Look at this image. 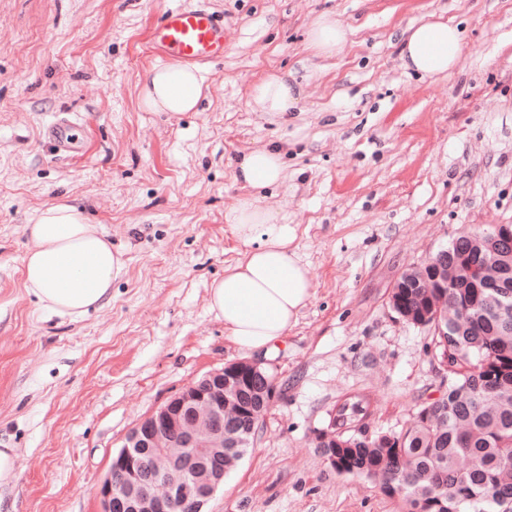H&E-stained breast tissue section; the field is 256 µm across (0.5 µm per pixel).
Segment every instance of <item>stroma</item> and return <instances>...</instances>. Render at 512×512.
<instances>
[{
    "label": "stroma",
    "mask_w": 512,
    "mask_h": 512,
    "mask_svg": "<svg viewBox=\"0 0 512 512\" xmlns=\"http://www.w3.org/2000/svg\"><path fill=\"white\" fill-rule=\"evenodd\" d=\"M194 0H0V443L14 448L0 512H100L128 432L205 373L247 360L207 308L243 249L226 216L245 190L243 153L276 147L267 191L313 279L282 342L261 352L278 399L209 512H405L330 468L315 436L337 406L370 403L368 433L400 429L446 392L428 330L390 290L475 226L512 224V0H207L224 18L221 60L198 65L196 111L153 112L141 76L168 57L159 13ZM329 13L336 54L308 47ZM463 32L458 65L422 79L400 65L402 34L429 15ZM288 71L305 96L287 122L249 104ZM80 117L83 153L55 154L44 130ZM77 205L125 266L98 310L42 309L23 283L39 212ZM347 41V32L331 14H322L309 31V47L318 55H332Z\"/></svg>",
    "instance_id": "stroma-1"
}]
</instances>
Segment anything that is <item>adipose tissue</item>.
<instances>
[{"label":"adipose tissue","instance_id":"obj_1","mask_svg":"<svg viewBox=\"0 0 512 512\" xmlns=\"http://www.w3.org/2000/svg\"><path fill=\"white\" fill-rule=\"evenodd\" d=\"M462 32L440 19L409 27L400 59L405 69L427 78L448 72L459 61ZM202 80L195 68L155 66L142 78L143 102L151 111L178 114L197 107ZM304 94L287 74H272L256 84L250 105L287 121ZM283 173L281 152L260 148L242 155L235 179L247 188L227 221L244 252L209 290L208 309L224 322V335L239 350H271L296 323L312 297V278L293 242L295 230L282 224L265 204L266 190ZM26 230L32 241L24 265V284L47 309L70 318L102 307L124 261L99 235L77 206L59 203L42 211Z\"/></svg>","mask_w":512,"mask_h":512}]
</instances>
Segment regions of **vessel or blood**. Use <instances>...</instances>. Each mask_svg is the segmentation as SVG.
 Wrapping results in <instances>:
<instances>
[{"label": "vessel or blood", "mask_w": 512, "mask_h": 512, "mask_svg": "<svg viewBox=\"0 0 512 512\" xmlns=\"http://www.w3.org/2000/svg\"><path fill=\"white\" fill-rule=\"evenodd\" d=\"M150 42L155 52L189 63L210 62L223 58L226 48L224 24L208 7L189 5L163 10L152 28ZM79 123L60 119L48 125L46 134L57 151L75 150Z\"/></svg>", "instance_id": "b4317fda"}]
</instances>
